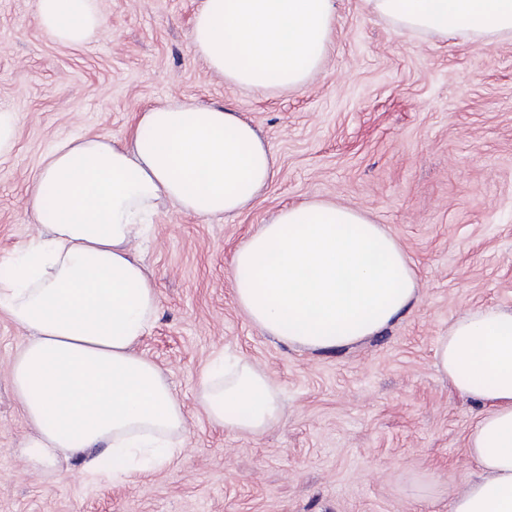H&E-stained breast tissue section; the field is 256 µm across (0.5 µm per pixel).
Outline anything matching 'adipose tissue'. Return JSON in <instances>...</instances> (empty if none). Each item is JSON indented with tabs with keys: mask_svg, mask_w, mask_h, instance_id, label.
I'll return each mask as SVG.
<instances>
[{
	"mask_svg": "<svg viewBox=\"0 0 512 512\" xmlns=\"http://www.w3.org/2000/svg\"><path fill=\"white\" fill-rule=\"evenodd\" d=\"M398 30L512 35V0H371ZM336 0H202L195 55L248 91L305 87L330 49ZM51 40L78 46L102 33L99 0H38ZM277 175L273 153L239 112L168 103L139 113L129 139L58 143L30 181L25 206L40 231L0 278V312L28 336L8 366L32 432L22 454L36 472L60 458L113 479L141 462L162 468L182 450L187 416L162 370L138 346L159 295L134 251L167 207L237 215ZM235 302L285 346L334 349L395 322L416 300L413 264L383 225L323 200L280 209L232 254ZM437 368L481 409L465 453L476 468L451 512H512V306L457 317L440 336ZM199 404L230 434L259 437L284 415L267 374L245 361L209 367Z\"/></svg>",
	"mask_w": 512,
	"mask_h": 512,
	"instance_id": "ef3b65f1",
	"label": "adipose tissue"
}]
</instances>
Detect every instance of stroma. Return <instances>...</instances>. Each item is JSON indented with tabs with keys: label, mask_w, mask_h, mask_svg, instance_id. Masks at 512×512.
<instances>
[{
	"label": "stroma",
	"mask_w": 512,
	"mask_h": 512,
	"mask_svg": "<svg viewBox=\"0 0 512 512\" xmlns=\"http://www.w3.org/2000/svg\"><path fill=\"white\" fill-rule=\"evenodd\" d=\"M201 4L99 0L107 32L68 46L37 27V0H0V110L17 119L16 147L0 157V269L37 232L24 196L44 154L66 138L123 139L145 109L231 106L279 169L240 215L160 209L140 247L160 299L141 350L189 418L185 451L165 467L122 481L89 476L77 459L32 471L7 373L26 333L0 313V512H450L479 408L438 372L436 349L464 311L512 305V36L401 33L366 0H338L311 83L257 93L194 55ZM309 199L383 225L421 283L393 325L345 348H288L232 295V251ZM228 356L281 392L285 416L261 437L224 432L199 405L202 370Z\"/></svg>",
	"instance_id": "stroma-1"
}]
</instances>
